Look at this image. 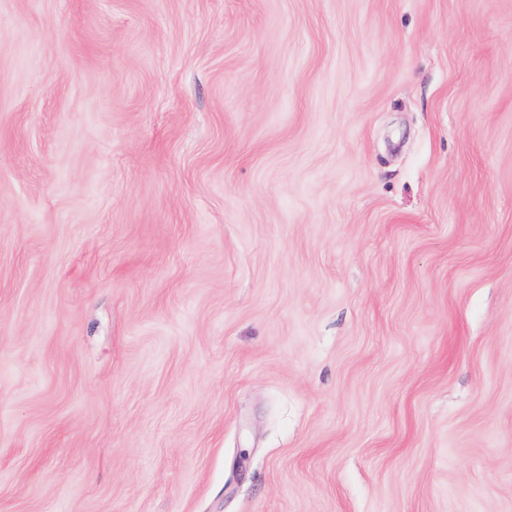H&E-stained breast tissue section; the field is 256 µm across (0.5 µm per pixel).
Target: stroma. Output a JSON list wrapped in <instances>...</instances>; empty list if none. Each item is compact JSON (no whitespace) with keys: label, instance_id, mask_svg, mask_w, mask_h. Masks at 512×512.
Here are the masks:
<instances>
[{"label":"stroma","instance_id":"35a3bbf8","mask_svg":"<svg viewBox=\"0 0 512 512\" xmlns=\"http://www.w3.org/2000/svg\"><path fill=\"white\" fill-rule=\"evenodd\" d=\"M0 512H512V0H0Z\"/></svg>","mask_w":512,"mask_h":512}]
</instances>
